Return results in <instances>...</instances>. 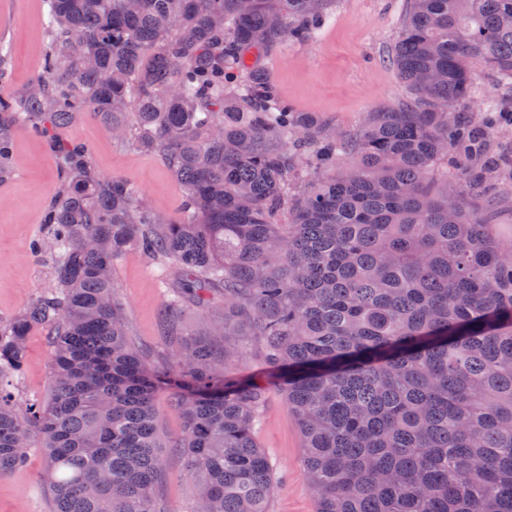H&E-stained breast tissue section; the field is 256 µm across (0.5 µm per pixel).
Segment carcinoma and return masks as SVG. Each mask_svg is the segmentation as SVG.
<instances>
[{"label": "carcinoma", "mask_w": 512, "mask_h": 512, "mask_svg": "<svg viewBox=\"0 0 512 512\" xmlns=\"http://www.w3.org/2000/svg\"><path fill=\"white\" fill-rule=\"evenodd\" d=\"M332 2L45 0L42 74L0 97V179L21 129L47 140L60 179L33 244L53 284L0 322V476L38 440L54 512H170L165 446L201 485L196 512H269L256 426L273 386L316 512H512V238L448 200L450 178L464 196L512 195V166L489 154L512 114L474 123L461 65L512 85V0H409L392 62L410 97L344 132L248 61L315 41ZM85 114L163 160L182 221L62 137ZM131 246L165 265L167 333L191 306L223 347L146 365L112 278ZM35 329L48 395L23 404L12 381ZM252 343L270 385L228 376ZM160 390L183 421L169 444Z\"/></svg>", "instance_id": "cac0c4a2"}]
</instances>
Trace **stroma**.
<instances>
[{
  "label": "stroma",
  "mask_w": 512,
  "mask_h": 512,
  "mask_svg": "<svg viewBox=\"0 0 512 512\" xmlns=\"http://www.w3.org/2000/svg\"><path fill=\"white\" fill-rule=\"evenodd\" d=\"M408 7L407 0H335L332 18L315 42L275 52L262 66L281 95L297 110L330 119L352 130L367 123L379 106L408 95L392 63L393 45ZM47 8L44 0H0V47L7 52L0 72V94L18 95L41 73ZM478 89L472 115L482 118L489 100L512 106V88L498 85L481 61L472 64ZM69 138L86 144L100 174L128 180L161 218H182V191L161 159L115 142L92 116L68 128ZM58 186L56 163L40 138L20 133L13 172L0 182V320L19 313L50 283L51 260L31 253L42 231L43 208ZM119 299L128 313L129 339L155 370L166 369L172 347L159 321L164 290L159 267L138 249H128L114 266ZM50 376L49 351L41 331L29 337L16 393L44 400ZM257 439L275 473L269 512H315L311 478L305 469L298 425L279 390H271L261 412ZM169 479L159 487L171 512H194L197 483L181 477L182 459L167 452ZM40 447L29 451L25 467L0 477V512H52L43 480Z\"/></svg>",
  "instance_id": "obj_1"
}]
</instances>
